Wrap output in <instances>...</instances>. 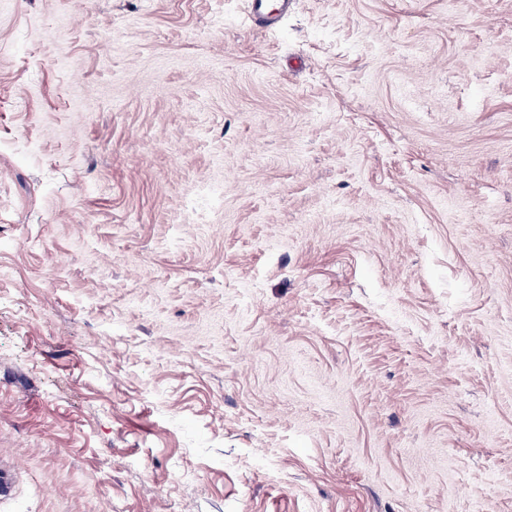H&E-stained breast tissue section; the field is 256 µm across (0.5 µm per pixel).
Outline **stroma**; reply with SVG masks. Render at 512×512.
Here are the masks:
<instances>
[{
    "label": "stroma",
    "mask_w": 512,
    "mask_h": 512,
    "mask_svg": "<svg viewBox=\"0 0 512 512\" xmlns=\"http://www.w3.org/2000/svg\"><path fill=\"white\" fill-rule=\"evenodd\" d=\"M0 0V512H512V0ZM293 6L292 0H250V25L263 29L276 28Z\"/></svg>",
    "instance_id": "obj_1"
}]
</instances>
